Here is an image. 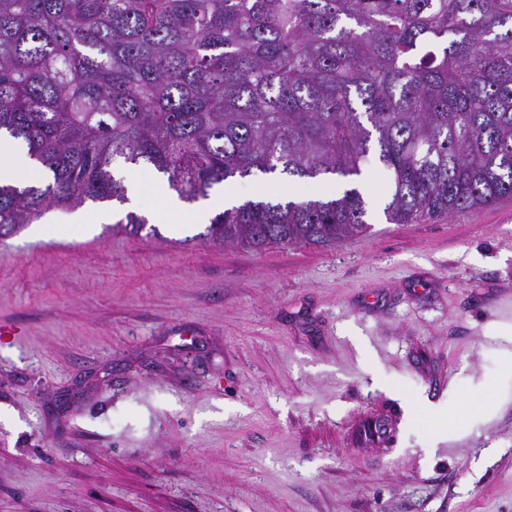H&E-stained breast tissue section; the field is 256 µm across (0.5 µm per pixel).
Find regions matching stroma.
Returning a JSON list of instances; mask_svg holds the SVG:
<instances>
[{
	"mask_svg": "<svg viewBox=\"0 0 512 512\" xmlns=\"http://www.w3.org/2000/svg\"><path fill=\"white\" fill-rule=\"evenodd\" d=\"M0 239V512H512V202L331 248L215 245L117 169ZM240 201L314 182H235Z\"/></svg>",
	"mask_w": 512,
	"mask_h": 512,
	"instance_id": "35a3bbf8",
	"label": "stroma"
}]
</instances>
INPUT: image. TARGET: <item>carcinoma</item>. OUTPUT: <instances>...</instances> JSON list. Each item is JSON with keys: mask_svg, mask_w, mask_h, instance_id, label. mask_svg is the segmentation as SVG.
Masks as SVG:
<instances>
[{"mask_svg": "<svg viewBox=\"0 0 512 512\" xmlns=\"http://www.w3.org/2000/svg\"><path fill=\"white\" fill-rule=\"evenodd\" d=\"M51 173L0 180V236L128 201L149 165L180 199L261 174L329 197L249 200L203 237L253 251L365 233L376 163L393 224L512 196V0H0V132ZM113 230L155 235L129 211Z\"/></svg>", "mask_w": 512, "mask_h": 512, "instance_id": "carcinoma-1", "label": "carcinoma"}]
</instances>
